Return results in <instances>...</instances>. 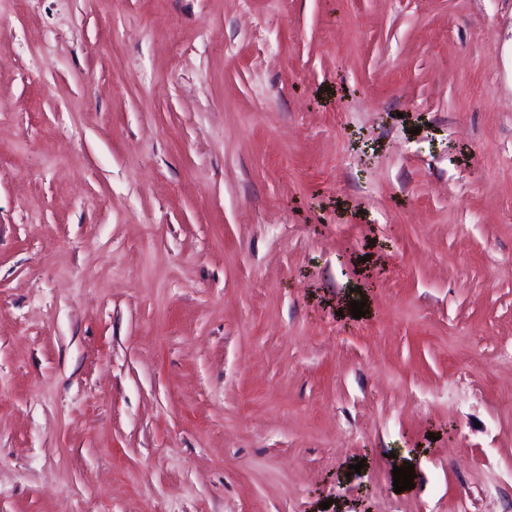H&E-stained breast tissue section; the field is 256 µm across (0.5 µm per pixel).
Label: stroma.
Listing matches in <instances>:
<instances>
[{
  "instance_id": "1",
  "label": "stroma",
  "mask_w": 512,
  "mask_h": 512,
  "mask_svg": "<svg viewBox=\"0 0 512 512\" xmlns=\"http://www.w3.org/2000/svg\"><path fill=\"white\" fill-rule=\"evenodd\" d=\"M0 512H512V0H0Z\"/></svg>"
}]
</instances>
